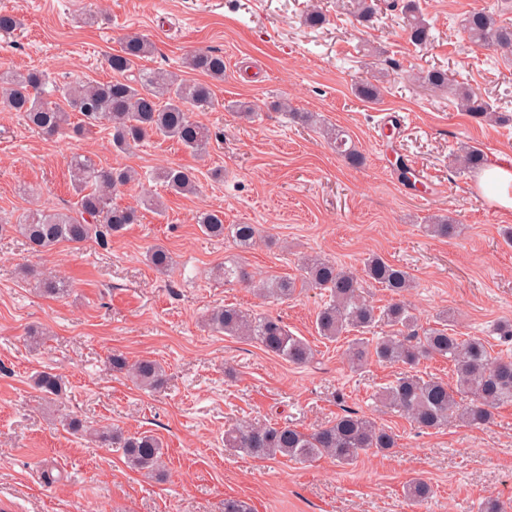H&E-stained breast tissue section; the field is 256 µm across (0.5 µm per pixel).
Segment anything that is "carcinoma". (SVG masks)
Returning <instances> with one entry per match:
<instances>
[{
	"label": "carcinoma",
	"mask_w": 512,
	"mask_h": 512,
	"mask_svg": "<svg viewBox=\"0 0 512 512\" xmlns=\"http://www.w3.org/2000/svg\"><path fill=\"white\" fill-rule=\"evenodd\" d=\"M401 14L408 39L416 45L427 43L430 25L417 0H403ZM22 25L18 14L0 12L1 35L9 36ZM465 29L470 39L481 46L512 48V26L500 23L492 13H471L466 18ZM155 51V43L147 36L139 32L125 34L120 49L106 57L112 79L105 82L59 83L38 69L0 74V110L23 113L31 126L48 135L70 128L78 134L89 133L108 123L112 149L117 153H124L156 135L173 139L191 154L200 155L212 135L207 127L192 119L191 112L213 105V91L207 83L185 79L171 71L142 68L141 61ZM183 64L213 80L224 79V55L214 50L191 54L184 58ZM354 91L363 100H376L382 95L383 86L360 81L354 85ZM55 96L63 99L65 106L53 101ZM457 104L479 123L488 121L493 114L490 104L471 87L458 91ZM74 114L78 116L76 122L71 121ZM326 135L334 140L336 150L348 164L361 163L362 154L349 145L342 134L329 129ZM460 158L469 171L481 170L487 165L485 154L475 147L464 148ZM70 166L73 188L78 196L74 212L40 210L10 225L37 253L48 251L61 242L79 246L93 238L102 241L140 221L137 209L112 204V191L135 180L131 171L105 169L81 155L72 157ZM153 179L176 194L196 191L193 172L181 166L161 168ZM196 223L207 236H231L242 252L252 249L259 237L254 224L225 226L224 214L220 211H202ZM426 231L447 238L455 233V225L436 218L426 226ZM148 263L163 273L170 269L173 259L166 248L156 246L148 254ZM303 266L306 283L327 293V301L316 315V328L321 337L335 340L351 331L360 333L351 340L347 351L354 366L374 359L410 367L378 394L383 407L408 418L420 429L432 430L447 425L454 417L472 426H486L493 422L498 407L512 403V358L493 359L484 338L465 337L451 331L453 313L440 312L435 326L418 337L416 316L399 300L412 287L411 276L404 268L379 256L366 259L365 276L396 296V300L379 310L363 300L361 281L354 274L318 255L306 257ZM220 274L226 283L251 281L249 273L238 262L224 266ZM258 291L286 301L295 297L297 286L291 279L273 278L262 283ZM378 322L391 327V333L374 341L364 337ZM208 324L217 333L253 339L267 352L293 364H304L313 355L309 342L294 335L278 318L252 316L235 307H224L210 313ZM426 355L452 362L456 375L454 385L411 371ZM110 363L112 370L128 374L143 387L157 389L167 382L165 370L154 360L142 358L131 363L125 356L114 353ZM34 384L48 398L62 394L61 379L52 372H39ZM88 434L122 449L127 466L135 471L154 472L164 455L163 442L153 435H125L109 428L90 429ZM395 446L393 433L379 426L375 419L350 412L312 433L290 425H250L224 431L226 448L256 458L280 455L301 463L330 456L347 465L366 450L383 452ZM431 493L430 484L421 477L406 484L405 496L414 504L427 500Z\"/></svg>",
	"instance_id": "1"
}]
</instances>
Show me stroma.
Returning a JSON list of instances; mask_svg holds the SVG:
<instances>
[{
  "label": "stroma",
  "instance_id": "35a3bbf8",
  "mask_svg": "<svg viewBox=\"0 0 512 512\" xmlns=\"http://www.w3.org/2000/svg\"><path fill=\"white\" fill-rule=\"evenodd\" d=\"M317 3L327 21L308 26ZM432 39L411 44L390 12L359 24L352 0H0L21 15V32L0 36V71L37 68L56 81L110 80L105 64L126 33L148 36L156 53L144 67L183 73L196 50L224 56V79L212 82L215 104L192 117L212 139L195 156L171 139L151 137L114 152L107 128L49 136L21 113L0 112V216L10 221L36 208L74 209L73 155L105 168L127 167L139 183L112 194L115 204L141 208L159 195L161 213L145 212L107 242L59 244L33 253L24 237L0 232V512H224V501H247L253 512H479L490 499L512 512V404L491 424L459 421L418 429L382 408L377 394L398 373L376 361L352 369L347 338L330 342L316 329L325 295L307 288L294 299H266L224 283V262L244 258L255 279H302L303 259L327 258L362 273L372 255L401 266L415 286L405 299L420 327L445 308L465 336L491 335L512 320V211L480 194L476 174L455 160L474 146L488 161L512 156V52L471 44L465 20L475 10L512 26V0H418ZM433 69L453 84L479 89L504 124H479L458 111L452 91L423 82ZM385 74L382 97L358 98L354 84ZM251 102V119L230 106ZM288 102L315 117L299 125L275 110ZM395 133L381 135L385 114ZM343 129L365 160L348 165L325 134ZM418 173L421 189L403 185L397 160ZM183 166L197 191L168 192L153 171ZM223 211L225 224H254L261 238L243 254L231 238L206 236L198 211ZM445 215L456 235L433 237L429 216ZM171 253L162 274L145 255L153 245ZM65 278L61 298L43 294L37 275ZM233 305L280 318L304 337L313 358L295 365L257 342L213 332L211 309ZM46 331L31 347V330ZM151 358L168 381L153 390L113 372L109 358ZM62 380L56 406L83 424L126 433L150 432L167 446L160 474L130 470L120 449L54 424L32 377ZM351 411L395 434L396 448L367 451L349 465L331 457L297 463L258 459L224 446L239 424H290L310 432ZM424 478L428 501L411 504L406 483Z\"/></svg>",
  "mask_w": 512,
  "mask_h": 512
}]
</instances>
